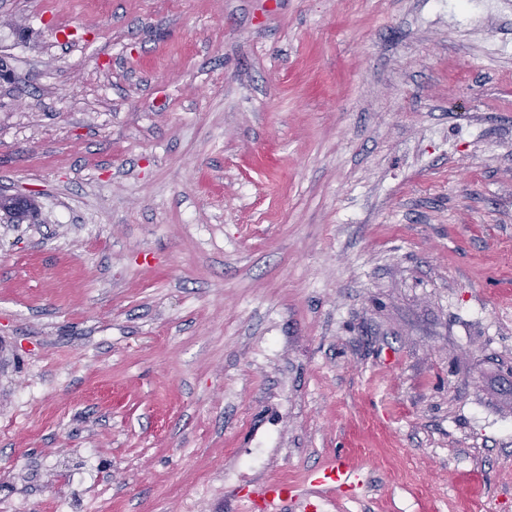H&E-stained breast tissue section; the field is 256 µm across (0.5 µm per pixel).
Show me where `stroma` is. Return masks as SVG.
Returning a JSON list of instances; mask_svg holds the SVG:
<instances>
[{
  "instance_id": "1",
  "label": "stroma",
  "mask_w": 512,
  "mask_h": 512,
  "mask_svg": "<svg viewBox=\"0 0 512 512\" xmlns=\"http://www.w3.org/2000/svg\"><path fill=\"white\" fill-rule=\"evenodd\" d=\"M0 512H512V0H0ZM308 482L311 486L320 488L321 496L325 500L331 498L334 493L354 490L361 485L358 476L342 460L310 472ZM300 490L292 484L283 481L269 482L258 494V498L263 499L264 505L270 506L279 504L288 508V504H295L300 499Z\"/></svg>"
}]
</instances>
